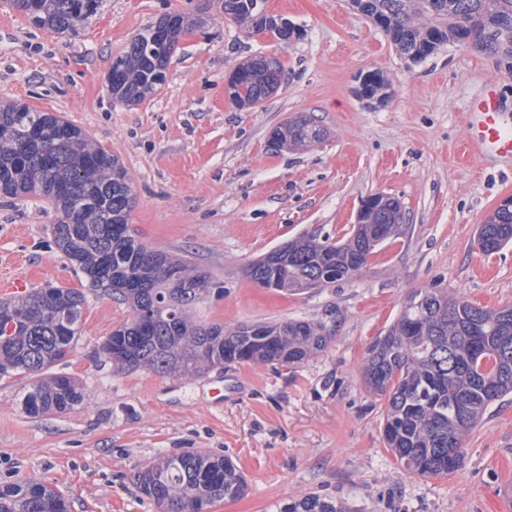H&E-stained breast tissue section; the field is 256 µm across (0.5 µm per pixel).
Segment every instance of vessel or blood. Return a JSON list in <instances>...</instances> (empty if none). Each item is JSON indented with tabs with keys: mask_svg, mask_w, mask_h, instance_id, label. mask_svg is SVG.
<instances>
[{
	"mask_svg": "<svg viewBox=\"0 0 512 512\" xmlns=\"http://www.w3.org/2000/svg\"><path fill=\"white\" fill-rule=\"evenodd\" d=\"M466 118L469 149L512 161V126L502 119V104L495 90H487L476 99Z\"/></svg>",
	"mask_w": 512,
	"mask_h": 512,
	"instance_id": "vessel-or-blood-1",
	"label": "vessel or blood"
}]
</instances>
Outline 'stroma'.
I'll return each mask as SVG.
<instances>
[{
	"label": "stroma",
	"instance_id": "obj_1",
	"mask_svg": "<svg viewBox=\"0 0 512 512\" xmlns=\"http://www.w3.org/2000/svg\"><path fill=\"white\" fill-rule=\"evenodd\" d=\"M294 25L286 41L249 35L219 0H108L79 35L33 26L0 0V102L57 112L119 157L137 197L129 222L148 247L191 256L213 282L196 315L232 327L290 318L326 326L325 348L297 366L251 362L202 375L120 371L99 348L131 317L87 295L73 352L55 367L90 398L62 413L28 415L16 379H0V484L54 486L69 512H160L135 479L160 457L206 451L229 458L245 494L210 512H276L315 493L346 512H512V395L469 434L462 466L407 473L383 437V399L362 379L365 351L407 293L436 288L493 308L512 304V244L486 255L477 229L512 197V166L465 154L466 113L487 88L512 125V71L447 44L418 64L350 0H265ZM206 10L186 32L162 87L143 101L113 99L114 56L168 12ZM278 58L280 87L251 107L224 93L243 60ZM379 70L391 98L355 94ZM299 115L325 131L294 151L268 147ZM380 193L405 212L403 236L380 245L358 276L298 294L260 288L247 264L301 234L347 240L363 201ZM53 210L0 197V289L80 287L53 243Z\"/></svg>",
	"mask_w": 512,
	"mask_h": 512
}]
</instances>
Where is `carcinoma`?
Here are the masks:
<instances>
[{"label": "carcinoma", "instance_id": "obj_1", "mask_svg": "<svg viewBox=\"0 0 512 512\" xmlns=\"http://www.w3.org/2000/svg\"><path fill=\"white\" fill-rule=\"evenodd\" d=\"M381 29L400 54L420 63L440 46L460 44L492 56L512 71V0H351ZM105 0H12L31 23L57 34L76 35L100 12ZM222 15L287 41L295 28L265 13L262 0H221ZM205 18L165 14L141 28L112 60V98L128 103L155 93L188 28ZM278 59L258 56L234 68L237 98L252 106L279 86ZM388 81L367 72L357 93L379 104L389 101ZM321 128L298 116L276 128L271 150L322 138ZM0 196L43 199L55 212L53 243L79 270L87 288L129 305L132 316L112 330L100 354L122 371L140 368L159 376H199L241 362L302 363L327 343L324 326L305 320L239 324L204 323L195 315L211 285L188 255L174 257L126 234L136 204L132 179L112 152L78 125L27 105L0 103ZM365 223L353 226L343 243L302 235L277 254L249 263L247 277L275 290L305 291L307 278L321 287L336 284L333 273L351 278L368 264V245L384 235H402L401 206L393 197L375 196ZM512 243V207L498 206L479 225L477 244L494 253ZM126 282L128 288L114 284ZM86 294L49 286L19 298L0 300V378L25 382L24 402L37 417L64 412L86 399L69 377L51 372L72 353L80 335ZM366 386L384 399L387 447L403 468L430 477L458 469L465 438L489 405L512 394V305L485 309L467 298L435 288H414L382 336L366 349ZM137 483L162 512H198L244 495L246 481L231 460L204 452L168 455ZM0 512H68L63 495L40 482L0 485ZM279 512H344L341 504L309 494Z\"/></svg>", "mask_w": 512, "mask_h": 512}]
</instances>
